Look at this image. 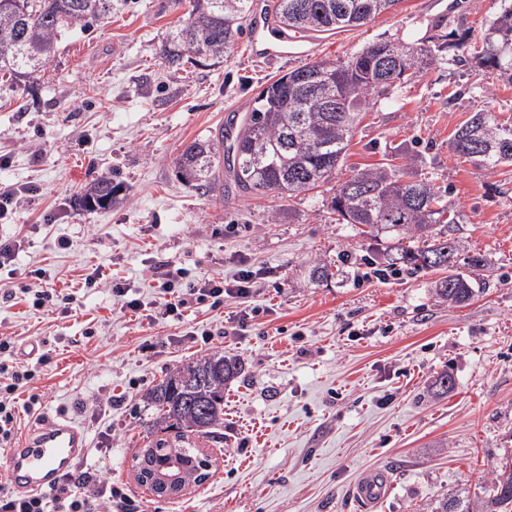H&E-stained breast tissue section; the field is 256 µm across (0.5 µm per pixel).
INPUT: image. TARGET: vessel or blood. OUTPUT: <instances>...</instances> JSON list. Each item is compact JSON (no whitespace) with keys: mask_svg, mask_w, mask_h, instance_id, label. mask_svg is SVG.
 <instances>
[{"mask_svg":"<svg viewBox=\"0 0 512 512\" xmlns=\"http://www.w3.org/2000/svg\"><path fill=\"white\" fill-rule=\"evenodd\" d=\"M250 40L256 55L277 56L293 50L300 58L313 51L312 40L302 33L289 32L267 14L264 0H255L248 20ZM85 431L65 418L40 420L21 445L11 449L4 478L17 493L56 491L66 473L79 463L86 452ZM389 476L381 470L364 472L352 486V494L370 512L385 496Z\"/></svg>","mask_w":512,"mask_h":512,"instance_id":"obj_1","label":"vessel or blood"}]
</instances>
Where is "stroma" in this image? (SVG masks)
Wrapping results in <instances>:
<instances>
[{"instance_id":"1","label":"stroma","mask_w":512,"mask_h":512,"mask_svg":"<svg viewBox=\"0 0 512 512\" xmlns=\"http://www.w3.org/2000/svg\"><path fill=\"white\" fill-rule=\"evenodd\" d=\"M189 0H116L111 18L68 32L34 93L0 85V190L20 201L0 220L16 257L0 283V331L20 363L45 356L25 388L39 418L87 433L80 467L122 487L139 512H361L351 488L365 471L391 486L374 512H429L458 489L482 496L512 449V166L487 172L454 154L457 127L487 107L512 123V86L477 66L481 33L500 0H399L371 23L325 37L316 57L347 59L378 41L426 47L469 34L460 63L409 70L375 95L331 180L287 196L251 194L223 177L201 193L175 176L183 144L217 136L224 111H246L263 85L301 67L252 55L242 36L215 66L168 65V30ZM406 165L440 189L465 222V254L489 263L484 293L460 306L436 298L443 273L389 265L386 237L340 224L338 186L354 170ZM99 175L122 190L87 211L75 194ZM330 266L323 283L314 262ZM233 283L257 272L249 299L193 305L181 321L123 315L113 286L152 305L153 269ZM42 268L44 287L72 293L68 309H34L19 288ZM103 274L104 288H88ZM242 370L224 388V426L197 437L210 477L183 496L140 486L133 457L157 419L145 396L182 363L214 352ZM448 372L454 388L434 396Z\"/></svg>"}]
</instances>
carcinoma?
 <instances>
[{
    "label": "carcinoma",
    "instance_id": "obj_1",
    "mask_svg": "<svg viewBox=\"0 0 512 512\" xmlns=\"http://www.w3.org/2000/svg\"><path fill=\"white\" fill-rule=\"evenodd\" d=\"M114 0H0V77L29 85L53 57L59 38L112 15ZM251 0H192L188 19L167 36L172 65L191 55L220 60L243 33ZM400 0H273L270 9L286 27L316 32L360 27L396 7ZM448 36L434 48L416 49L395 41L376 42L349 60L324 57L296 68L263 87L247 107L229 169L243 192L275 190L290 196L326 183L345 159L358 115L372 95L401 81L415 66L448 62ZM478 66L512 84V4H503L482 35ZM450 149L490 172L512 165V124L481 109L456 129ZM220 145L214 138L188 142L175 160L177 176L209 193L219 180ZM119 185L97 176L76 196L86 210L109 209ZM344 224H361L397 240L399 262L412 269H442L434 292L450 305L471 300L480 284L455 271L463 247L458 236L464 215L448 206L425 180H403L391 165L360 170L333 200ZM408 244H403V241ZM419 240L423 246L413 247ZM241 367L220 352L179 367L147 394L159 412L149 440L135 463L153 476L181 475L183 486L207 477L189 435L207 437L224 424V385ZM432 512H512V451L485 489L471 500L458 493L440 499Z\"/></svg>",
    "mask_w": 512,
    "mask_h": 512
}]
</instances>
